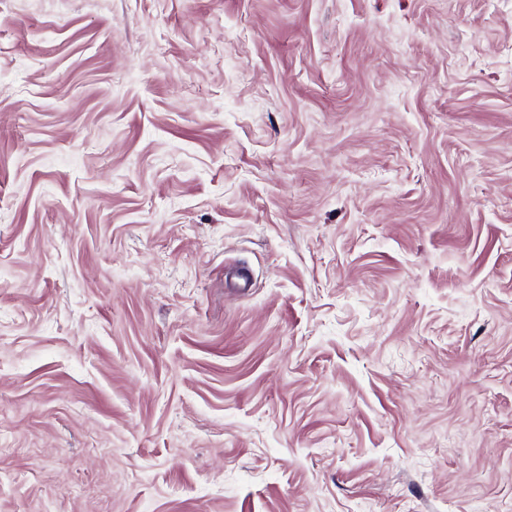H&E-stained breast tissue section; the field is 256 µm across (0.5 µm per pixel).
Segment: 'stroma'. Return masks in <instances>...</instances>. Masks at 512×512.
Instances as JSON below:
<instances>
[{
  "instance_id": "obj_1",
  "label": "stroma",
  "mask_w": 512,
  "mask_h": 512,
  "mask_svg": "<svg viewBox=\"0 0 512 512\" xmlns=\"http://www.w3.org/2000/svg\"><path fill=\"white\" fill-rule=\"evenodd\" d=\"M0 512H512V0H0Z\"/></svg>"
}]
</instances>
